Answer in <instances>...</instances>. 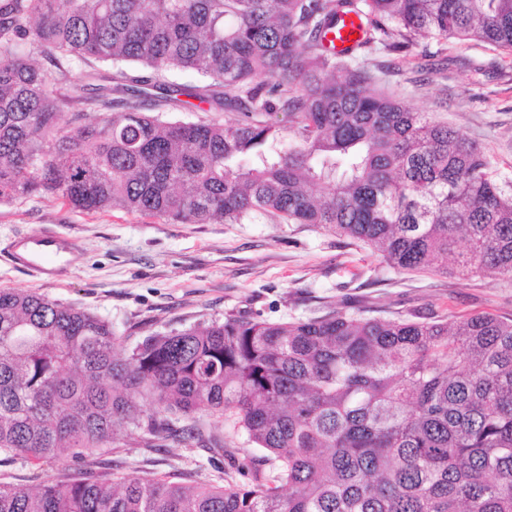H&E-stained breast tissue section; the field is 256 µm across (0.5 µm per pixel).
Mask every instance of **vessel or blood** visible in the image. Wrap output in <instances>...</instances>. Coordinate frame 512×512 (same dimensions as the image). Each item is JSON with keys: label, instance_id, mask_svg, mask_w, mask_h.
I'll return each instance as SVG.
<instances>
[{"label": "vessel or blood", "instance_id": "b4317fda", "mask_svg": "<svg viewBox=\"0 0 512 512\" xmlns=\"http://www.w3.org/2000/svg\"><path fill=\"white\" fill-rule=\"evenodd\" d=\"M360 31V19L352 14L345 16L341 27L331 36L336 51L353 50L357 45L355 36ZM74 251L73 239L46 230L19 234L10 245L14 263L46 281L57 277L65 256Z\"/></svg>", "mask_w": 512, "mask_h": 512}]
</instances>
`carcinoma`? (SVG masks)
I'll return each mask as SVG.
<instances>
[{"label": "carcinoma", "instance_id": "1", "mask_svg": "<svg viewBox=\"0 0 512 512\" xmlns=\"http://www.w3.org/2000/svg\"><path fill=\"white\" fill-rule=\"evenodd\" d=\"M348 13L366 20L362 49L435 35L512 50V0H0V203L48 195L183 224L275 215L397 269L512 279V180L324 48ZM79 63L83 80L60 87ZM183 96L240 119L155 114ZM88 107L105 116L75 124ZM279 111L287 134L264 119ZM114 340L97 316L0 290V465L60 448L81 460L33 490L0 481V512H512V315L229 317L125 357ZM173 409L244 432L265 472L117 480L85 455L121 444V425L168 430Z\"/></svg>", "mask_w": 512, "mask_h": 512}]
</instances>
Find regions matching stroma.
Here are the masks:
<instances>
[{"label": "stroma", "mask_w": 512, "mask_h": 512, "mask_svg": "<svg viewBox=\"0 0 512 512\" xmlns=\"http://www.w3.org/2000/svg\"><path fill=\"white\" fill-rule=\"evenodd\" d=\"M445 58L451 61L446 72L440 69ZM355 61L374 74L377 91L448 123L481 146L500 175L512 178V51L429 38L403 51L360 50ZM43 227L77 244L67 274L53 282L18 268L8 253L15 236ZM0 289L33 292L109 321L119 354L145 336L230 316L292 322L333 311L419 321L512 315V280L400 271L369 246L322 226L270 217L173 224L118 208L87 213L38 196L0 203ZM167 419L177 435L161 439L159 447H143V428L128 426L123 447L97 449V456L122 474L169 473L215 486L248 484L262 474L261 449L244 434L229 433L222 419L205 420L206 432L224 439L219 458L189 437L190 418L171 413ZM77 467L73 450L65 448L39 467L21 461L1 466L0 480L34 488Z\"/></svg>", "instance_id": "35a3bbf8"}]
</instances>
